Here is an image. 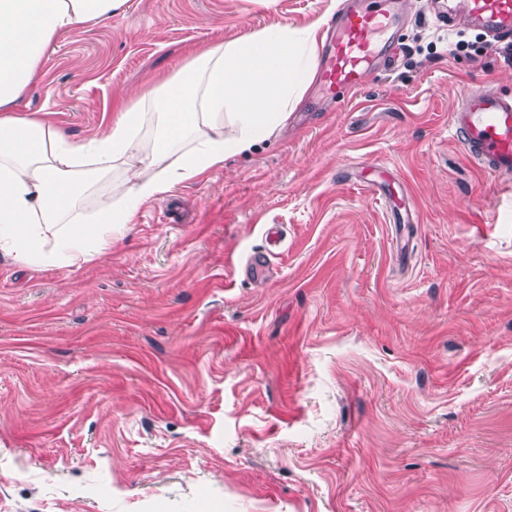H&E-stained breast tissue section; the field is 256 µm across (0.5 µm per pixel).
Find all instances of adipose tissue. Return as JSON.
<instances>
[{
  "label": "adipose tissue",
  "mask_w": 512,
  "mask_h": 512,
  "mask_svg": "<svg viewBox=\"0 0 512 512\" xmlns=\"http://www.w3.org/2000/svg\"><path fill=\"white\" fill-rule=\"evenodd\" d=\"M125 0H0V250L22 264L74 267L124 236L140 204L246 153L282 127L314 78L318 24L271 25L203 49L171 79L145 89L100 137L73 141L21 113L42 53L56 35L112 17ZM159 115L153 147L138 137ZM191 150H182L185 141ZM127 171L120 204L101 201L95 230L76 232L83 159Z\"/></svg>",
  "instance_id": "adipose-tissue-1"
}]
</instances>
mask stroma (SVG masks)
<instances>
[{"instance_id": "35a3bbf8", "label": "stroma", "mask_w": 512, "mask_h": 512, "mask_svg": "<svg viewBox=\"0 0 512 512\" xmlns=\"http://www.w3.org/2000/svg\"><path fill=\"white\" fill-rule=\"evenodd\" d=\"M343 3L127 0L19 106L94 138L205 47ZM396 12L391 69L309 86L99 257L0 252V512H512V182L450 132L466 91L512 98V61L430 0ZM87 170L89 216L122 173Z\"/></svg>"}]
</instances>
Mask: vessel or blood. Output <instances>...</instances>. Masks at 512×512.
<instances>
[{"mask_svg":"<svg viewBox=\"0 0 512 512\" xmlns=\"http://www.w3.org/2000/svg\"><path fill=\"white\" fill-rule=\"evenodd\" d=\"M454 13L466 24L483 29L493 43L512 41V0H457ZM393 6L372 12L353 4L337 13L332 23L335 34L318 66L316 79L321 91H359L376 59H390L393 48L380 41V34L394 25ZM452 136L466 154L484 169L512 176V101L488 87L464 93L454 112Z\"/></svg>","mask_w":512,"mask_h":512,"instance_id":"1","label":"vessel or blood"}]
</instances>
